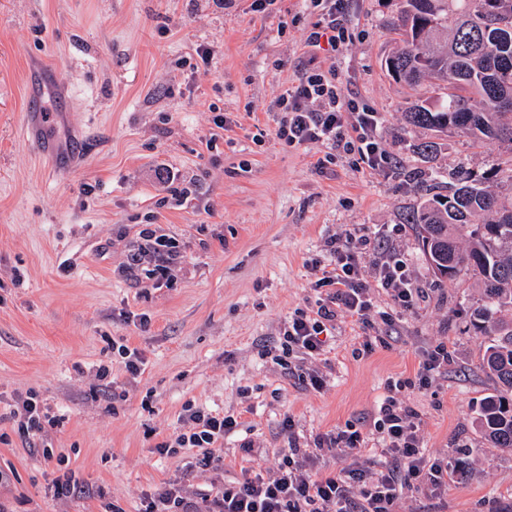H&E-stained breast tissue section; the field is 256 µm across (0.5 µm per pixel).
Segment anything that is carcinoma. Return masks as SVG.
I'll return each mask as SVG.
<instances>
[{
    "mask_svg": "<svg viewBox=\"0 0 512 512\" xmlns=\"http://www.w3.org/2000/svg\"><path fill=\"white\" fill-rule=\"evenodd\" d=\"M400 48L387 73L416 90L409 124L439 133L512 144V0L500 14L489 0H402ZM434 274L473 275L482 290L476 328L495 335L482 366L495 383L479 412L486 440L512 450V201L468 172L447 195L425 194L404 215Z\"/></svg>",
    "mask_w": 512,
    "mask_h": 512,
    "instance_id": "obj_1",
    "label": "carcinoma"
}]
</instances>
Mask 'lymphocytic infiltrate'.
Listing matches in <instances>:
<instances>
[{"label": "lymphocytic infiltrate", "mask_w": 512, "mask_h": 512, "mask_svg": "<svg viewBox=\"0 0 512 512\" xmlns=\"http://www.w3.org/2000/svg\"><path fill=\"white\" fill-rule=\"evenodd\" d=\"M316 21L307 41L309 46L327 42L338 48L349 38L347 0H304ZM282 114L276 136L290 146L320 143L329 149L357 151L374 171L391 167L392 155L383 148L379 129L382 116L371 105L345 94L334 69L313 67L304 70L291 87L275 102ZM137 252L127 257L129 268H136L141 254H152L156 265L153 279L167 278L169 267L181 252L175 240L141 232ZM372 245L368 238H330L325 244L324 261L314 266L312 284L317 294L314 307L300 309L289 317L276 339L264 345L262 356L271 358L284 372H291L290 358L301 355L310 369L300 373L305 387L322 390L325 379L314 362L325 353L324 336L331 332L337 317L343 316L364 328L375 324L392 327L395 312L414 308L418 289L413 288L406 261L391 257L376 266V284L363 276V263ZM382 288L391 302V311L377 310L373 288ZM448 366V348L436 346L418 363L415 378L392 379L373 421L360 418L337 431L316 434L312 448L301 447L292 432L295 420L285 415L281 431L290 435L287 447L278 449L277 467L270 472L242 468L235 481L214 482L200 490L176 478L144 498V512H397L404 494L412 487L434 495L445 491L455 478L447 459L425 455L421 441L422 419L418 411L403 401L402 391L426 387ZM15 433L31 448L40 449L45 460L53 450L45 436L57 419L37 391L19 396L10 412ZM181 428L156 446L162 455L197 449L198 465L220 461L226 436L243 425L240 414L211 410L185 403L180 415ZM373 425L374 438L364 429ZM345 456L348 463L340 471H324L316 462L324 456Z\"/></svg>", "instance_id": "lymphocytic-infiltrate-1"}]
</instances>
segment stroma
<instances>
[{
  "label": "stroma",
  "instance_id": "stroma-1",
  "mask_svg": "<svg viewBox=\"0 0 512 512\" xmlns=\"http://www.w3.org/2000/svg\"><path fill=\"white\" fill-rule=\"evenodd\" d=\"M251 2L225 10L214 0H0V501L10 512H105L109 503L139 512L146 494L175 477L206 487L192 455L155 450L188 401L241 413L260 444L247 457L240 436L225 439V480L244 467L271 469L287 445L284 414L304 444L377 413L386 381L414 377L421 357L444 343L447 369L404 398L421 415L427 453L463 474L443 495L409 492L399 508L512 512V450L493 447L477 421L494 392L481 367L492 337L472 325L479 290L470 276L438 280L402 221L429 168L462 164L492 176L512 147L450 132L430 163L419 160L416 146L431 133L407 125L411 92L384 67L400 0H348L350 39L328 58L304 47L315 17L301 0H277L268 14ZM201 44L211 61L183 66ZM311 62L334 67L347 94L382 113L392 169L277 139L274 102ZM32 106L65 109L53 131L80 140L71 167L38 166L36 143L18 132ZM215 106L236 124L211 150ZM162 164L176 172L174 186L159 178ZM147 224L182 251L158 288L126 264ZM386 224L401 225L393 248L422 294L397 317L391 348L368 356L365 330L337 319L326 386L307 389L262 357L261 344L314 303L309 266L329 236L370 237ZM116 341L142 354V375L126 372ZM109 381L123 398L105 394ZM31 389L59 418L49 437L64 463L45 461L12 430L8 414ZM66 471L103 499L55 495Z\"/></svg>",
  "mask_w": 512,
  "mask_h": 512
}]
</instances>
